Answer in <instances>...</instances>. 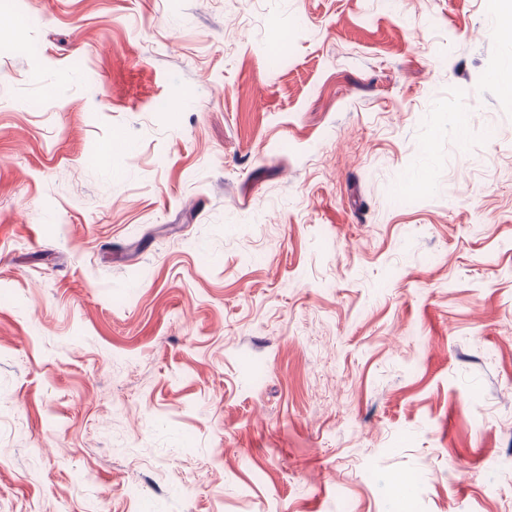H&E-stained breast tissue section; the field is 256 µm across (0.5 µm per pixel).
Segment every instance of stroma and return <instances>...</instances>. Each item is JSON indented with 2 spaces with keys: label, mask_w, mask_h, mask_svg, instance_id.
<instances>
[{
  "label": "stroma",
  "mask_w": 512,
  "mask_h": 512,
  "mask_svg": "<svg viewBox=\"0 0 512 512\" xmlns=\"http://www.w3.org/2000/svg\"><path fill=\"white\" fill-rule=\"evenodd\" d=\"M501 5L0 6V512H512Z\"/></svg>",
  "instance_id": "stroma-1"
}]
</instances>
